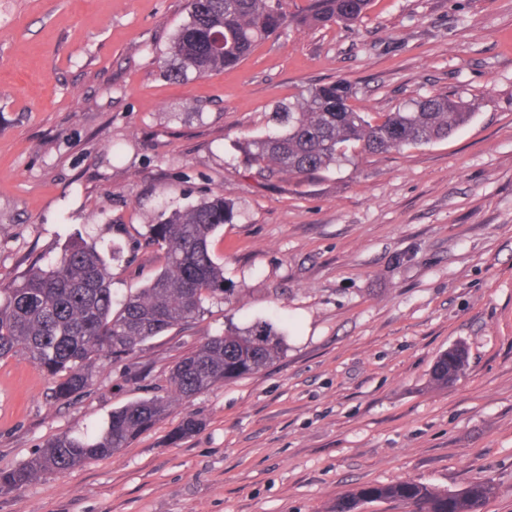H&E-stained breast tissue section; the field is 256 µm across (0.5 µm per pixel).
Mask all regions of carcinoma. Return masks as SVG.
I'll list each match as a JSON object with an SVG mask.
<instances>
[{"instance_id":"obj_1","label":"carcinoma","mask_w":512,"mask_h":512,"mask_svg":"<svg viewBox=\"0 0 512 512\" xmlns=\"http://www.w3.org/2000/svg\"><path fill=\"white\" fill-rule=\"evenodd\" d=\"M369 3L308 0L301 13L291 14L284 0H188L187 18L160 59L161 72L180 81L190 74L230 70L260 41L284 28L350 26ZM355 98V88L337 80L311 88L295 103L277 105L272 120L278 130L240 143L246 167L263 178L314 174L349 160L352 145L373 154L426 144L448 138L473 116L466 101L446 93L375 119L354 108ZM236 215L235 202L224 194L161 211L158 221L148 225L146 240L164 249L163 266L146 286L119 302L109 271L119 252H106L83 239L69 243L56 262L35 265L17 284L0 289V358L28 356L46 372L62 375L56 394L70 397L87 385V367L100 352L131 354L147 340L195 318L205 299L231 294L210 240ZM285 347L284 334L271 321L230 325L175 362L166 396L116 408L90 431L49 441L35 458L0 472V492L114 455L173 407L261 371L281 358ZM467 365V350L458 345L437 358L430 384L448 385V376L460 378ZM201 427L200 420L186 413L170 440L176 443ZM494 492L487 481L450 490L409 479L338 495L329 512H353L372 502H401L411 505L412 512H483Z\"/></svg>"}]
</instances>
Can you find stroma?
<instances>
[{"label":"stroma","instance_id":"stroma-1","mask_svg":"<svg viewBox=\"0 0 512 512\" xmlns=\"http://www.w3.org/2000/svg\"><path fill=\"white\" fill-rule=\"evenodd\" d=\"M185 0H0V288L72 239L117 244L112 288L161 268L163 200L223 191L211 239L235 288L70 398L0 359V471L114 408L166 395L178 358L229 325L272 319L274 364L171 410L113 456L0 494V512H328L337 494L484 479L512 512V0H371L353 26L284 30L234 70L183 81L156 63ZM376 117L449 92L473 119L447 139L264 182L237 142L325 82ZM463 377L429 385L437 356ZM204 426L173 445L183 413ZM448 356H450V362H448ZM467 365V350L464 346L457 345L454 351L442 353L437 358L431 372L430 384L434 387H443L453 384L465 373ZM449 375L455 377L452 383H448Z\"/></svg>","mask_w":512,"mask_h":512}]
</instances>
